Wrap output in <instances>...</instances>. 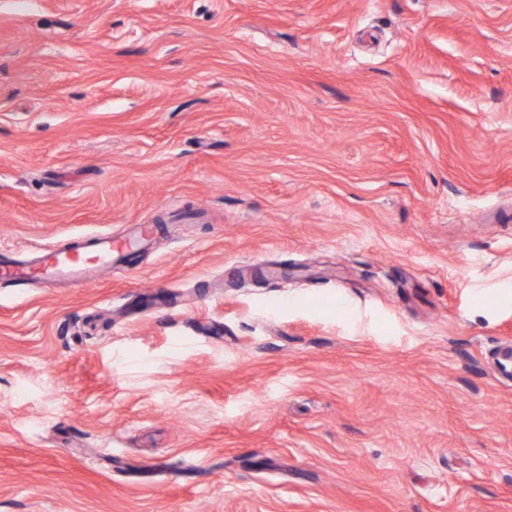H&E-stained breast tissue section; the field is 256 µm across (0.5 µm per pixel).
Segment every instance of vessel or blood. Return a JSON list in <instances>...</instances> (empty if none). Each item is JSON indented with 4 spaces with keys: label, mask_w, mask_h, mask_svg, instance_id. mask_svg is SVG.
<instances>
[{
    "label": "vessel or blood",
    "mask_w": 512,
    "mask_h": 512,
    "mask_svg": "<svg viewBox=\"0 0 512 512\" xmlns=\"http://www.w3.org/2000/svg\"><path fill=\"white\" fill-rule=\"evenodd\" d=\"M134 247L130 240L118 241L112 235H95L90 244L75 243L61 254H54L39 261L13 260L0 266V282L26 285L35 281L56 283L67 281L84 284L90 272H108L115 255Z\"/></svg>",
    "instance_id": "vessel-or-blood-1"
}]
</instances>
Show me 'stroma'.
I'll list each match as a JSON object with an SVG mask.
<instances>
[{"mask_svg":"<svg viewBox=\"0 0 512 512\" xmlns=\"http://www.w3.org/2000/svg\"><path fill=\"white\" fill-rule=\"evenodd\" d=\"M0 512H512V0H0ZM152 232L151 225H143L137 239L124 241H116L112 234H98L90 240L76 242L72 248L59 255H49L40 261L21 259L6 262L0 270V279L3 283L14 286L35 281L49 284L68 281L82 285L88 280L91 269L83 261V242H91L89 248L94 254L93 268L96 272L103 273L112 270L114 255L133 249L150 237Z\"/></svg>","mask_w":512,"mask_h":512,"instance_id":"obj_1","label":"stroma"}]
</instances>
